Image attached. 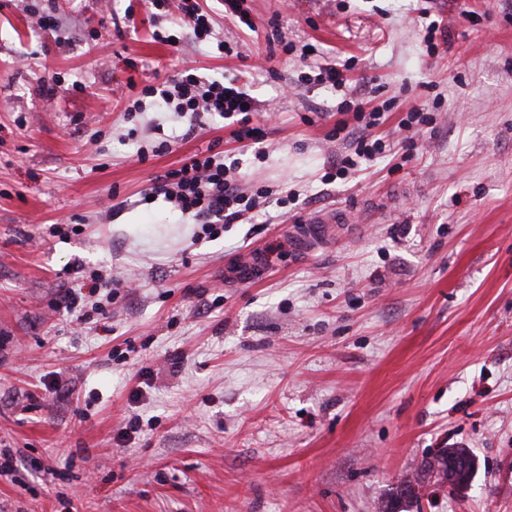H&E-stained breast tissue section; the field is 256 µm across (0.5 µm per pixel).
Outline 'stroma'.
<instances>
[{"mask_svg":"<svg viewBox=\"0 0 512 512\" xmlns=\"http://www.w3.org/2000/svg\"><path fill=\"white\" fill-rule=\"evenodd\" d=\"M201 6L210 42L153 0H0V512H377L439 448L474 476L427 480L420 512H512V0H244L246 25ZM428 16L453 36L432 57ZM187 59L274 105L244 182L276 201L213 237L142 200L240 149L144 95ZM326 64L391 146L330 185L343 95L300 82ZM414 105L434 122L410 153ZM337 207L352 223L296 254ZM254 248L265 269L227 282ZM76 265L111 279L106 314L55 309ZM350 219L346 213L340 210H330L319 213L305 224L299 232L294 233L293 238L300 249H307L310 241L318 236H331L334 232L332 224H349Z\"/></svg>","mask_w":512,"mask_h":512,"instance_id":"1","label":"stroma"}]
</instances>
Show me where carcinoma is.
Listing matches in <instances>:
<instances>
[{"label":"carcinoma","mask_w":512,"mask_h":512,"mask_svg":"<svg viewBox=\"0 0 512 512\" xmlns=\"http://www.w3.org/2000/svg\"><path fill=\"white\" fill-rule=\"evenodd\" d=\"M474 469L475 458L465 448H449L446 456L442 458L438 456L428 457L416 470L412 479L399 485L397 496L382 503L380 512H397L400 503L405 501L410 504L418 501V496L410 494V490L413 489V485L423 483L429 478H434L443 483L445 482V476L451 473L455 475L456 482L468 486Z\"/></svg>","instance_id":"obj_1"}]
</instances>
